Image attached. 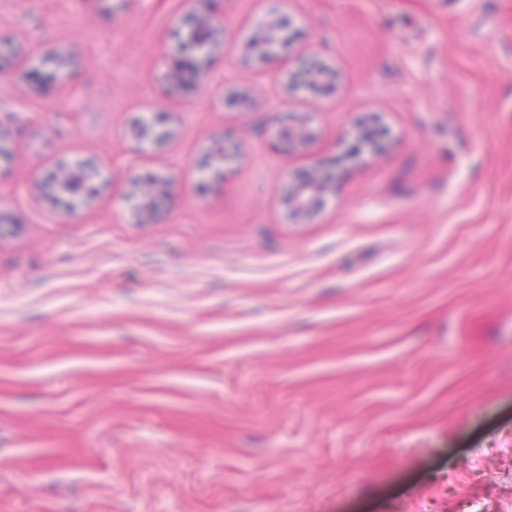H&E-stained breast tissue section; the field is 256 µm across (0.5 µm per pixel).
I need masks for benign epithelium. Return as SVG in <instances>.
I'll return each instance as SVG.
<instances>
[{
	"label": "benign epithelium",
	"instance_id": "1",
	"mask_svg": "<svg viewBox=\"0 0 512 512\" xmlns=\"http://www.w3.org/2000/svg\"><path fill=\"white\" fill-rule=\"evenodd\" d=\"M188 32L173 33L176 41L175 54L180 63L166 68L163 80L169 85L187 82L193 76L202 74V64L210 61V56L224 49L225 30L214 27L209 15L201 10L192 11L187 17ZM290 18L272 9L258 24V33L265 51L271 52L289 39ZM335 74L311 61L302 69L292 73L288 85L306 88L317 95H323L335 85ZM163 118L135 117L129 129L130 137L139 145L159 144L167 138V132L160 129ZM278 137L288 143V150L308 148L316 138L313 115L310 112L288 117V121L277 131ZM351 145L347 158L354 159L366 151L379 155L386 148L387 132L374 122L361 121L350 131ZM235 159L226 143H217L200 160L199 167L211 171L212 178L224 176L226 165ZM169 182L154 173L143 174L134 193L125 196L133 203V208L143 220L152 217L157 200L168 193ZM40 187L44 196L68 212L75 211L77 203L88 202L100 194L101 185L98 172L90 165L79 162L63 164L57 170L46 173ZM336 191V173L315 164L305 170L289 175L288 193L285 202L292 216L303 221L320 210L329 194Z\"/></svg>",
	"mask_w": 512,
	"mask_h": 512
}]
</instances>
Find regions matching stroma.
<instances>
[{"label": "stroma", "mask_w": 512, "mask_h": 512, "mask_svg": "<svg viewBox=\"0 0 512 512\" xmlns=\"http://www.w3.org/2000/svg\"><path fill=\"white\" fill-rule=\"evenodd\" d=\"M197 5L234 46L164 85ZM265 9L0 0V512H512V0H285L271 57ZM300 56L329 93L284 91ZM246 87L253 111L225 104ZM153 111L172 135L134 155ZM305 111L319 138L285 151ZM370 114L388 151L290 223L289 170ZM226 132L241 167L198 193ZM86 159L112 191L41 199ZM146 171L170 188L140 224ZM290 18L273 8L258 24V33L265 52L273 51L284 41L289 40Z\"/></svg>", "instance_id": "1"}]
</instances>
